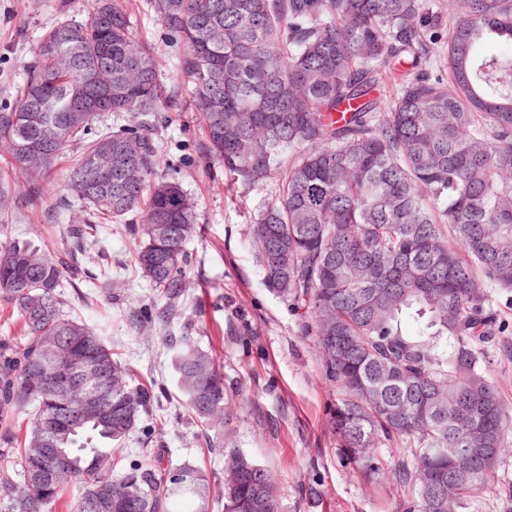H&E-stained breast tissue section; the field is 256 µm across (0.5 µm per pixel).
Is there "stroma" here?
<instances>
[{"label": "stroma", "instance_id": "obj_1", "mask_svg": "<svg viewBox=\"0 0 512 512\" xmlns=\"http://www.w3.org/2000/svg\"><path fill=\"white\" fill-rule=\"evenodd\" d=\"M137 40L155 51L156 68L169 88H185L178 68L181 48L148 11L130 0ZM95 0H0V104L14 103L24 69L42 34L64 20L88 21ZM201 123L190 107L157 116L154 141L162 172L177 177L198 203L199 234L189 241L188 298L168 322L134 331L131 311L162 307L164 299L135 266L137 238L127 226L94 221L80 204L64 198L63 187L80 145L67 147L53 166V191L38 210L6 217L1 237L33 240L58 256L72 247L67 229L98 223L86 255L65 268L68 314L98 330L129 371L130 385L151 386L155 400L145 421L151 435L134 432L115 459L161 458L190 462L209 477L211 512H224L223 447L254 457L275 476L281 512H398L409 495L389 475L367 477L336 447L329 409L336 385L324 374L312 337L288 302L265 287L249 232L275 181L248 188L228 182L222 164L198 157ZM194 337L216 354L224 372L223 447H207L201 424L186 408L172 366V341ZM464 512H512V451L502 455L492 482Z\"/></svg>", "mask_w": 512, "mask_h": 512}]
</instances>
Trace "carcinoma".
I'll list each match as a JSON object with an SVG mask.
<instances>
[{
	"mask_svg": "<svg viewBox=\"0 0 512 512\" xmlns=\"http://www.w3.org/2000/svg\"><path fill=\"white\" fill-rule=\"evenodd\" d=\"M185 48L181 73L203 128L200 149L234 182L257 188L279 174L251 235L266 286L300 312L336 383L330 423L338 450L369 476L413 490L405 512H461L488 488L512 418L489 375L485 344L512 292V0H148ZM501 40L500 50L478 45ZM446 65L448 76L438 71ZM131 124L91 135L101 95ZM177 105L154 49L137 42L124 0H96L86 23L41 39L16 103L0 111V144L25 179L0 177V215L39 207L47 176L71 143L82 152L64 190L97 217L140 238L135 264L173 315L187 292L184 246L199 233L196 203L159 172L153 119ZM45 157H28L32 143ZM63 264L28 241L0 245V300L23 320L0 339V457H20L22 480L0 474L4 512H52L70 484L73 512H209L196 465L132 460L119 476L96 465L138 428L154 395L133 388L101 336L65 314ZM408 319L418 332L405 331ZM99 366L111 386L95 413L80 393L31 383L59 352ZM182 395L202 426L224 432V374L191 336L173 355ZM28 410L24 440L9 419ZM72 417L50 432L53 417ZM493 459L448 481L459 449ZM55 448L43 468L41 449ZM224 512H280L274 477L224 449Z\"/></svg>",
	"mask_w": 512,
	"mask_h": 512,
	"instance_id": "carcinoma-1",
	"label": "carcinoma"
}]
</instances>
